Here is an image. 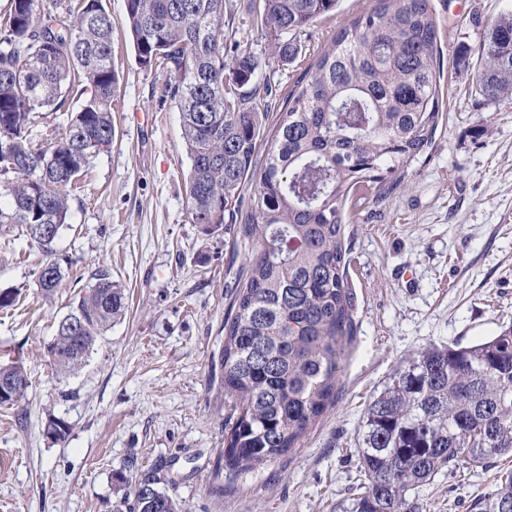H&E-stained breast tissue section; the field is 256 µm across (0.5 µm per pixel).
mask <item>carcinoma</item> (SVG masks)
Listing matches in <instances>:
<instances>
[{
    "label": "carcinoma",
    "instance_id": "carcinoma-1",
    "mask_svg": "<svg viewBox=\"0 0 512 512\" xmlns=\"http://www.w3.org/2000/svg\"><path fill=\"white\" fill-rule=\"evenodd\" d=\"M338 0H250L279 60ZM135 59L162 66L181 112L193 223L251 244L247 271L224 318V471L236 476L290 452L336 399V377L355 336L348 279L347 204L364 185L381 199L430 147L440 118V56L431 0H374L342 27L282 101L256 79L258 60H226L224 0H125ZM112 17L101 0H11L0 23V227L24 226L52 254L68 192L112 146ZM469 79L483 102L512 106V15L473 48ZM83 102L63 132H33L72 89ZM255 183L247 207L244 185ZM49 294L64 278L49 258L34 272ZM56 327L48 353L62 374L79 370L122 315L124 293L100 265ZM79 322L77 336L64 321ZM27 396L24 362L0 365ZM512 455V326L474 345H432L408 359L368 406L350 512H421L416 491L465 464ZM134 512H177L175 501L124 479ZM512 512V471L475 505Z\"/></svg>",
    "mask_w": 512,
    "mask_h": 512
}]
</instances>
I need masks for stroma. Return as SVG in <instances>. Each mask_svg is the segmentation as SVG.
Here are the masks:
<instances>
[{"label":"stroma","instance_id":"1","mask_svg":"<svg viewBox=\"0 0 512 512\" xmlns=\"http://www.w3.org/2000/svg\"><path fill=\"white\" fill-rule=\"evenodd\" d=\"M249 0H224V42L258 57L259 80L286 96L311 52L372 0H340L282 65L254 25ZM111 15L118 73L108 152L92 160L54 243L64 279L35 283L45 255L23 227L0 230V364L22 359L28 396L0 408V512H129L118 479H151L179 512H346L359 479L357 448L370 402L409 356L468 346L512 324V108L477 105L469 51L512 0H431L443 57V117L431 147L385 199L348 207L345 235L357 334L340 363L333 406L290 453L227 478L224 317L247 253L223 231L194 224L191 162L165 71L141 66ZM125 294L121 317L84 366L60 374L46 347L99 265ZM64 420L65 439L49 420ZM512 457L467 466L419 488L424 512H475Z\"/></svg>","mask_w":512,"mask_h":512}]
</instances>
